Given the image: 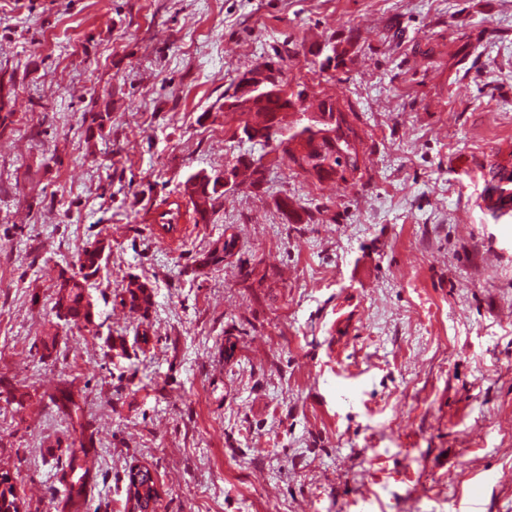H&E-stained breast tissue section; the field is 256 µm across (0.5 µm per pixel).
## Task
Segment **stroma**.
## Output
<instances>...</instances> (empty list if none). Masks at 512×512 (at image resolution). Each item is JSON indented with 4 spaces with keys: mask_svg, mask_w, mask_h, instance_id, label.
Segmentation results:
<instances>
[{
    "mask_svg": "<svg viewBox=\"0 0 512 512\" xmlns=\"http://www.w3.org/2000/svg\"><path fill=\"white\" fill-rule=\"evenodd\" d=\"M288 48L310 105L357 113L363 178L281 160L195 223L186 178L264 152L225 90ZM1 73L0 376L23 403L0 394V473L20 512H125L134 466L155 512H512V216L483 202L512 164V0H0ZM286 197L315 223H286ZM97 239L94 324L59 321V273ZM131 274L147 309L114 299ZM66 387L90 450L51 400ZM72 454L93 462L79 503Z\"/></svg>",
    "mask_w": 512,
    "mask_h": 512,
    "instance_id": "stroma-1",
    "label": "stroma"
}]
</instances>
